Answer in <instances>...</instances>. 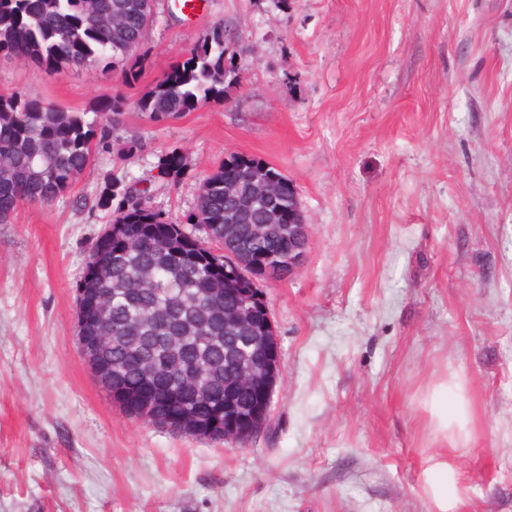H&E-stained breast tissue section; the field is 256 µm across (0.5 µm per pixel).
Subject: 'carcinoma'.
<instances>
[{
    "instance_id": "cac0c4a2",
    "label": "carcinoma",
    "mask_w": 512,
    "mask_h": 512,
    "mask_svg": "<svg viewBox=\"0 0 512 512\" xmlns=\"http://www.w3.org/2000/svg\"><path fill=\"white\" fill-rule=\"evenodd\" d=\"M146 29L141 0H0V54L11 55L47 71L73 66H112L127 56L126 78H136L138 48ZM224 80V25L203 37L192 54L170 71L167 80L137 102L151 120L177 118L198 105L221 100ZM126 99L112 96L93 118L68 112L20 94L0 96V222L16 202L51 204L81 176L108 143L125 112ZM239 163L230 154L200 183L196 207L187 224L149 209L137 214L141 198L124 191L125 204L90 250L82 280L93 295L105 299L106 317L89 319L88 336L108 337L105 358L112 367V387L133 401L124 409L144 419L136 399L150 396L157 405L152 423L174 433L183 414L203 422L224 421L231 409L248 418L262 407L229 360L252 336L229 319L238 296L236 281L224 278V263L196 238L195 216L215 224L224 239V217L237 202L224 193V166ZM164 177L182 175V158L170 152L159 158ZM267 223L256 204L229 225L241 249L264 259L274 278L288 276L281 236H258Z\"/></svg>"
}]
</instances>
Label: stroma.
Wrapping results in <instances>:
<instances>
[{
  "instance_id": "1",
  "label": "stroma",
  "mask_w": 512,
  "mask_h": 512,
  "mask_svg": "<svg viewBox=\"0 0 512 512\" xmlns=\"http://www.w3.org/2000/svg\"><path fill=\"white\" fill-rule=\"evenodd\" d=\"M158 0L136 79L0 56V94L69 112L129 106L48 206L0 223V512H512V0ZM241 58L225 101L136 107L216 24ZM179 151L186 174L159 176ZM232 153L296 184L302 268L263 284L281 364L271 426L231 447L128 415L80 353L78 297L113 211L106 180L180 218ZM464 380L467 449L428 398Z\"/></svg>"
}]
</instances>
